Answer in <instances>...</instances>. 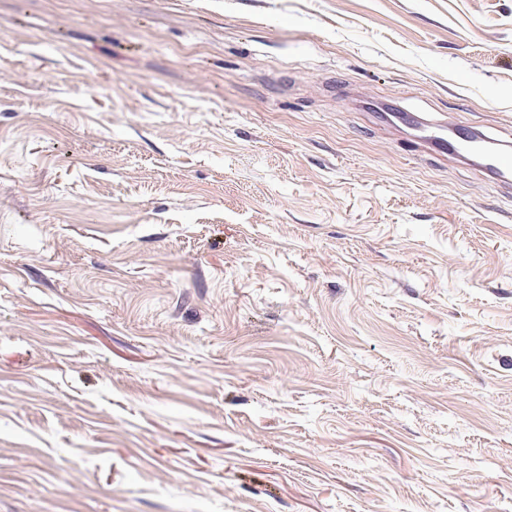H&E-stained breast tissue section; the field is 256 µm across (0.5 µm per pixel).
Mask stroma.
Wrapping results in <instances>:
<instances>
[{"instance_id": "stroma-1", "label": "stroma", "mask_w": 512, "mask_h": 512, "mask_svg": "<svg viewBox=\"0 0 512 512\" xmlns=\"http://www.w3.org/2000/svg\"><path fill=\"white\" fill-rule=\"evenodd\" d=\"M512 0H0V512H512ZM405 126L422 135L419 145L439 160L456 159L472 166L492 179L511 188V135L496 134L459 119H448L437 126H429L405 112H392Z\"/></svg>"}]
</instances>
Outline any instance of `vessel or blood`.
<instances>
[{"mask_svg": "<svg viewBox=\"0 0 512 512\" xmlns=\"http://www.w3.org/2000/svg\"><path fill=\"white\" fill-rule=\"evenodd\" d=\"M397 118L420 132V145L431 157L456 159L500 182L512 181V136L457 119L431 126L403 112Z\"/></svg>", "mask_w": 512, "mask_h": 512, "instance_id": "1", "label": "vessel or blood"}]
</instances>
